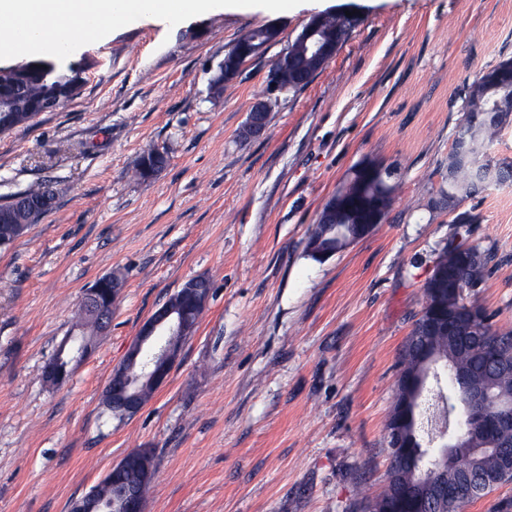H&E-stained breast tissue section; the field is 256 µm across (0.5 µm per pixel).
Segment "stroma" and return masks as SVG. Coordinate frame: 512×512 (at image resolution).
<instances>
[{
  "mask_svg": "<svg viewBox=\"0 0 512 512\" xmlns=\"http://www.w3.org/2000/svg\"><path fill=\"white\" fill-rule=\"evenodd\" d=\"M168 23H107L74 43L78 97L0 134V202L49 181L53 209L0 251V512H71L137 448L145 512H351L387 483L397 360L438 250L463 232L494 257L478 298L512 329V187L442 203L468 86L512 58V0H288ZM358 22L266 134L240 142L269 70L316 15ZM266 44L223 93L252 29ZM165 150L148 183L142 152ZM393 169L382 224L325 260L318 213L364 160ZM118 274L108 335L46 383L87 290ZM211 295L166 383L134 417L103 394L153 312L189 280ZM262 43L263 41L260 38L249 34L236 42L225 54L224 62L219 66L218 74L215 76V81L212 84L213 89L217 92V89L220 86H224V88H226L229 85H224V81L232 82L236 80L246 63L247 58L255 57L262 48ZM241 58H244L243 62H239Z\"/></svg>",
  "mask_w": 512,
  "mask_h": 512,
  "instance_id": "1",
  "label": "stroma"
}]
</instances>
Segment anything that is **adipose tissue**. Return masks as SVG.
Wrapping results in <instances>:
<instances>
[{"label":"adipose tissue","instance_id":"adipose-tissue-1","mask_svg":"<svg viewBox=\"0 0 512 512\" xmlns=\"http://www.w3.org/2000/svg\"><path fill=\"white\" fill-rule=\"evenodd\" d=\"M245 0H139L128 9L124 0H0V45L11 47L17 28L29 32L21 50L27 54L42 51L45 42L57 32L72 35L86 31L88 16L98 15L113 21L158 18L174 22L182 18L215 13L243 6Z\"/></svg>","mask_w":512,"mask_h":512}]
</instances>
